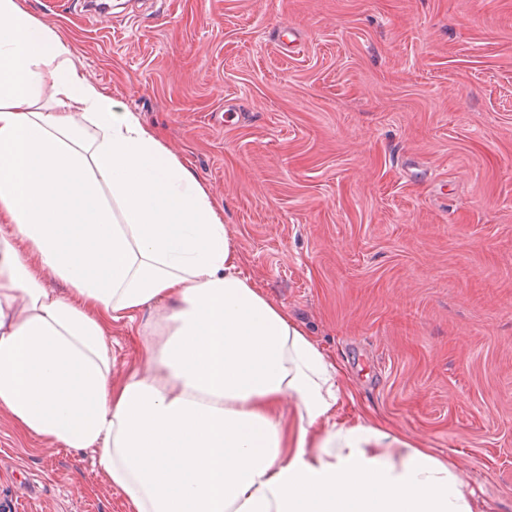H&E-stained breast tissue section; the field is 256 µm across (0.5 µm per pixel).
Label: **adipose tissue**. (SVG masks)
<instances>
[{"instance_id":"adipose-tissue-1","label":"adipose tissue","mask_w":512,"mask_h":512,"mask_svg":"<svg viewBox=\"0 0 512 512\" xmlns=\"http://www.w3.org/2000/svg\"><path fill=\"white\" fill-rule=\"evenodd\" d=\"M120 320L141 355L117 378ZM342 375L242 273L194 172L71 40L0 0V410L18 430L94 452L127 512H495L423 441L340 419Z\"/></svg>"}]
</instances>
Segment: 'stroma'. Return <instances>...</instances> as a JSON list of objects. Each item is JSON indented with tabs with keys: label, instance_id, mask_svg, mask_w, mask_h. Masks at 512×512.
Segmentation results:
<instances>
[{
	"label": "stroma",
	"instance_id": "35a3bbf8",
	"mask_svg": "<svg viewBox=\"0 0 512 512\" xmlns=\"http://www.w3.org/2000/svg\"><path fill=\"white\" fill-rule=\"evenodd\" d=\"M20 2L194 170L243 269L342 367L343 417L512 512V0H129L116 25ZM0 499L126 512L91 451L3 410Z\"/></svg>",
	"mask_w": 512,
	"mask_h": 512
}]
</instances>
